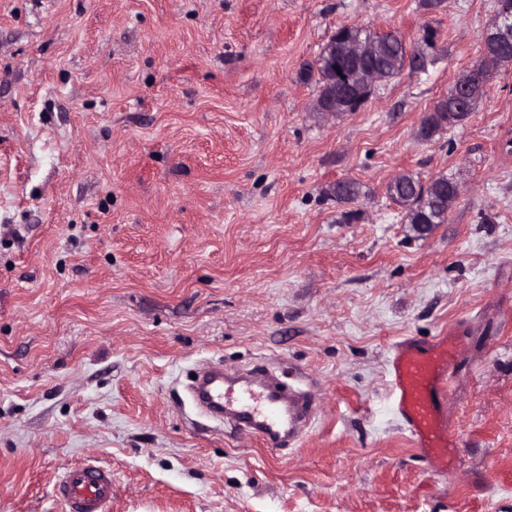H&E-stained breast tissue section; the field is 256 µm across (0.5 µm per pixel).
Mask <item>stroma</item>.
<instances>
[{"label": "stroma", "instance_id": "35a3bbf8", "mask_svg": "<svg viewBox=\"0 0 512 512\" xmlns=\"http://www.w3.org/2000/svg\"><path fill=\"white\" fill-rule=\"evenodd\" d=\"M0 0V512H66L65 468L112 472L105 512H512V64L433 140L495 0ZM341 25L437 62L355 112L310 70ZM399 174L463 193L415 232ZM362 190L356 219L328 199ZM462 325L460 456L431 471L389 400L395 344ZM280 363L311 391L296 444L198 413L187 387Z\"/></svg>", "mask_w": 512, "mask_h": 512}]
</instances>
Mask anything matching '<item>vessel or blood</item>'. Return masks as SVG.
Returning a JSON list of instances; mask_svg holds the SVG:
<instances>
[{"label":"vessel or blood","mask_w":512,"mask_h":512,"mask_svg":"<svg viewBox=\"0 0 512 512\" xmlns=\"http://www.w3.org/2000/svg\"><path fill=\"white\" fill-rule=\"evenodd\" d=\"M457 350L454 335L424 345L405 339L388 361L396 416L426 466L445 474L453 472L456 457L444 401ZM195 393L213 417L230 418L273 447L300 440L314 415L309 392L274 383L265 370L236 380L210 373ZM56 493L67 512H104L112 496V473L92 463L70 467Z\"/></svg>","instance_id":"1"}]
</instances>
